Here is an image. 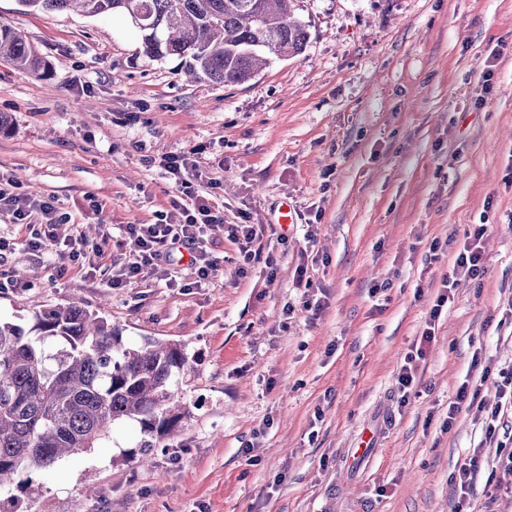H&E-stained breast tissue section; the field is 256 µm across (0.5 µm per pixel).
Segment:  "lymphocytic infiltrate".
<instances>
[{"mask_svg": "<svg viewBox=\"0 0 512 512\" xmlns=\"http://www.w3.org/2000/svg\"><path fill=\"white\" fill-rule=\"evenodd\" d=\"M197 149L171 152L159 157L158 163L170 175L176 188L169 200L168 210L156 214L154 221L144 224L121 225L119 245L124 260L115 267L109 266V254L105 249L110 237L90 241L75 236L78 256L87 264L90 273L111 268L112 288H124L136 282L142 269L151 266L165 268L170 252L185 248L192 255V265L198 281H209L220 268L218 258L203 250L201 242L206 229L224 223V211L215 202L218 182L204 178L198 161ZM9 214L14 224L22 226L26 235L15 239L0 235V255L23 248L29 252L43 254L58 245L56 227L61 222L59 208L53 198L29 192L22 193L14 179L0 177V213ZM241 221L227 225L228 230L240 244L244 263L239 273H246L248 265L264 263L268 276H275L277 263L274 255L264 254L260 242L266 232L265 225L250 221L249 213H241ZM225 224V223H224ZM484 229L476 227L465 231L464 243L457 252L447 276L442 281V291L428 313L425 325L417 339L411 344L397 374L399 407H406L417 387V371L424 361L427 349L435 339V324L447 305L450 294L460 278L481 279L484 273ZM499 392L494 404H487L480 396L478 387L462 383L452 402L448 405L449 417L461 411L472 412L481 420L484 428L482 446L474 448L459 468L453 481L461 495L469 489L485 464V449L495 451L494 465L488 475L489 483L496 488L512 491V447L500 440L499 431L504 416H512V365L499 370Z\"/></svg>", "mask_w": 512, "mask_h": 512, "instance_id": "f902f5d3", "label": "lymphocytic infiltrate"}]
</instances>
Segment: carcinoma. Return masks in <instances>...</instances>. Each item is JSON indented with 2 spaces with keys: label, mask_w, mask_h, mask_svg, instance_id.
Listing matches in <instances>:
<instances>
[{
  "label": "carcinoma",
  "mask_w": 512,
  "mask_h": 512,
  "mask_svg": "<svg viewBox=\"0 0 512 512\" xmlns=\"http://www.w3.org/2000/svg\"><path fill=\"white\" fill-rule=\"evenodd\" d=\"M299 0H20L46 12L125 14L150 60L185 59L187 72L224 85L252 79L273 54L293 58L308 32ZM0 58L45 77L49 63L19 29L0 25ZM30 330L0 320V491L19 472L44 470L94 447L114 422L133 419L150 438L187 414L171 385L187 357L177 345H127L107 318L80 306L35 309Z\"/></svg>",
  "instance_id": "carcinoma-1"
}]
</instances>
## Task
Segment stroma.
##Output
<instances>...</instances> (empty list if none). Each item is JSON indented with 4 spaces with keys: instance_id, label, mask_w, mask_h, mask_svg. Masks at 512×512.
<instances>
[{
    "instance_id": "obj_1",
    "label": "stroma",
    "mask_w": 512,
    "mask_h": 512,
    "mask_svg": "<svg viewBox=\"0 0 512 512\" xmlns=\"http://www.w3.org/2000/svg\"><path fill=\"white\" fill-rule=\"evenodd\" d=\"M297 15L300 56L224 86L186 79L179 57L147 60L125 16L0 0V24L53 69L45 80L0 60V174L55 198L59 238L153 219L174 188L145 157L197 145L226 220L207 233L221 266L199 288L185 258L170 279L147 268L115 290L64 246L48 266L0 256L24 276L0 288L1 319L28 328L32 305H77L127 344L172 342L188 358L176 382L188 413L149 462L139 424L115 423L93 448L21 472L0 512H455L452 477L483 432L465 411L445 427L448 401L469 377L494 402L512 365V0H301ZM285 200L297 222L273 247L276 276H235L227 224L243 207L275 223ZM475 224L485 275L459 282L397 409L404 355ZM302 263L312 288L293 283ZM477 353L489 371L472 367ZM366 427L378 442L359 458Z\"/></svg>"
}]
</instances>
